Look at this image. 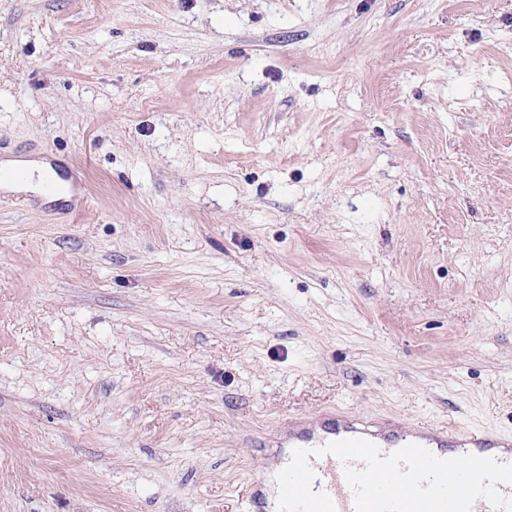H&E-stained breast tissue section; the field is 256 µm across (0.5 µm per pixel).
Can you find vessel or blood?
I'll return each mask as SVG.
<instances>
[{
	"instance_id": "b4317fda",
	"label": "vessel or blood",
	"mask_w": 512,
	"mask_h": 512,
	"mask_svg": "<svg viewBox=\"0 0 512 512\" xmlns=\"http://www.w3.org/2000/svg\"><path fill=\"white\" fill-rule=\"evenodd\" d=\"M277 447L315 449L342 439L363 438L374 443L382 455L416 443L440 458L472 454L512 463V434L505 431L451 427L430 423L406 427L390 419H373L337 408L308 417L292 418L278 425ZM312 488L327 494L335 512H356L354 494L343 463L326 454L310 461Z\"/></svg>"
}]
</instances>
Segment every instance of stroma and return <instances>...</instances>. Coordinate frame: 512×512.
Instances as JSON below:
<instances>
[{
	"label": "stroma",
	"mask_w": 512,
	"mask_h": 512,
	"mask_svg": "<svg viewBox=\"0 0 512 512\" xmlns=\"http://www.w3.org/2000/svg\"><path fill=\"white\" fill-rule=\"evenodd\" d=\"M0 512H245L278 421L512 432V0H0ZM7 167L23 168L27 175V180L37 173V179L40 184L47 180H52L59 183L62 187V191L58 198L69 200L70 192L69 186L61 183L56 172L51 168L49 164L38 162V161H8L4 162Z\"/></svg>",
	"instance_id": "stroma-1"
}]
</instances>
